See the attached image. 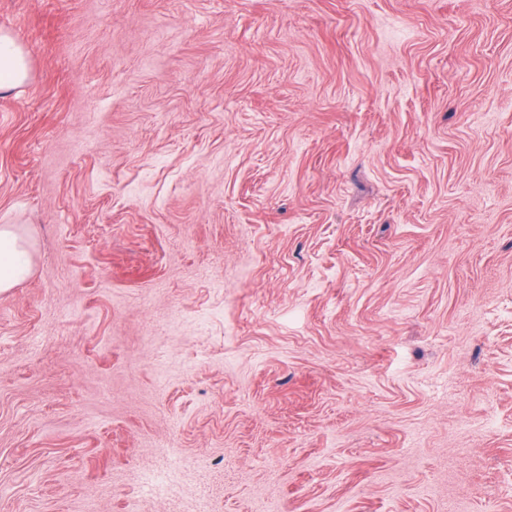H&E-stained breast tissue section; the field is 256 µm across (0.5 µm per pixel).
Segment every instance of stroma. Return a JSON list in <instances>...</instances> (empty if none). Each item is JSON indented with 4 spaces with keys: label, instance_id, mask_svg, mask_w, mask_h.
I'll list each match as a JSON object with an SVG mask.
<instances>
[{
    "label": "stroma",
    "instance_id": "1",
    "mask_svg": "<svg viewBox=\"0 0 512 512\" xmlns=\"http://www.w3.org/2000/svg\"><path fill=\"white\" fill-rule=\"evenodd\" d=\"M1 30L0 512H512V0ZM29 75L28 51L12 35L0 31V93L23 86ZM32 247L14 224L0 225V292L14 288L32 271Z\"/></svg>",
    "mask_w": 512,
    "mask_h": 512
}]
</instances>
